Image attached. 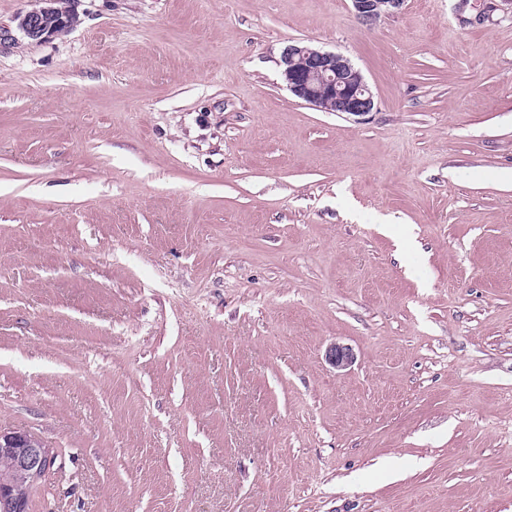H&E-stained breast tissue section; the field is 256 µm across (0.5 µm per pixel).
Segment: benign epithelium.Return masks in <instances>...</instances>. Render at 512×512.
<instances>
[{
    "label": "benign epithelium",
    "mask_w": 512,
    "mask_h": 512,
    "mask_svg": "<svg viewBox=\"0 0 512 512\" xmlns=\"http://www.w3.org/2000/svg\"><path fill=\"white\" fill-rule=\"evenodd\" d=\"M43 6L19 18L18 29L29 39L46 42L72 29L68 16L55 7L56 0H39ZM356 15L366 23L393 14L405 0H351ZM288 90L305 104L323 112L365 115L375 108V97L361 71L341 54L302 42L284 48L278 61ZM326 357L334 367L352 365L353 350L335 343ZM0 453L15 457L18 467L38 478L51 464L49 449L36 437L20 431H0Z\"/></svg>",
    "instance_id": "benign-epithelium-1"
}]
</instances>
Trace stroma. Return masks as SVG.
<instances>
[{
    "label": "stroma",
    "instance_id": "1",
    "mask_svg": "<svg viewBox=\"0 0 512 512\" xmlns=\"http://www.w3.org/2000/svg\"><path fill=\"white\" fill-rule=\"evenodd\" d=\"M36 6L0 0L29 512H512V6L68 0L46 42ZM295 41L374 111L294 98ZM44 4L39 8L27 12L19 18L18 29L29 39L37 42H46L52 38L70 31L73 27L69 23V9L61 6L66 4L59 1V10L55 7L56 0H37ZM356 15L363 22L373 23L393 14L405 0H351ZM278 65L288 90L317 110L359 116L375 108L361 71L341 54L297 42L284 48Z\"/></svg>",
    "mask_w": 512,
    "mask_h": 512
}]
</instances>
